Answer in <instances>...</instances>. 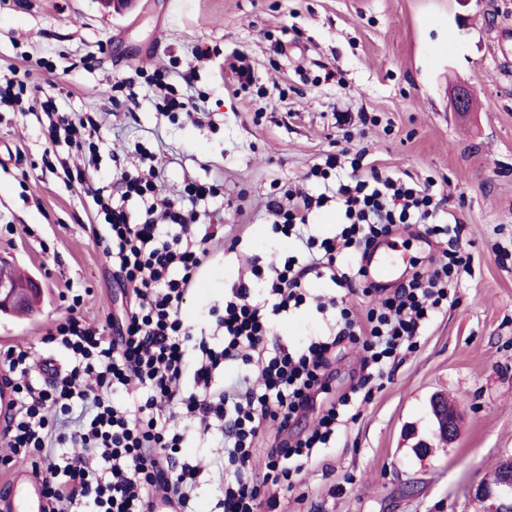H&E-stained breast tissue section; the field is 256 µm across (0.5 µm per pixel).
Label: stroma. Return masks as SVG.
<instances>
[{
    "instance_id": "1",
    "label": "stroma",
    "mask_w": 512,
    "mask_h": 512,
    "mask_svg": "<svg viewBox=\"0 0 512 512\" xmlns=\"http://www.w3.org/2000/svg\"><path fill=\"white\" fill-rule=\"evenodd\" d=\"M505 25L512 0H136L122 13L99 0H0V82L28 69L59 111L94 113L102 181L135 171L140 143L156 154L163 195L189 180L223 184L195 206L221 237L187 300L195 327L246 278L241 255L293 253L266 211L274 189L346 144L385 170L435 179L461 224L475 276L309 472L304 496L281 493L278 512H483L477 487L512 458V57L495 43ZM235 53L255 76L241 90L226 63ZM161 67L200 122L160 110L146 77ZM459 85L475 94L465 118L451 105ZM46 122L30 92L0 104V258L41 286L27 315L0 313V351L28 347L65 370L67 356L42 338L72 296L106 336L127 297L86 228L89 198L46 162ZM234 224L246 227L236 246ZM322 326L298 311L273 332L297 345ZM436 393L456 403L461 431L420 456Z\"/></svg>"
}]
</instances>
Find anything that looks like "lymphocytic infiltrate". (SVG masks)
I'll list each match as a JSON object with an SVG mask.
<instances>
[{"label": "lymphocytic infiltrate", "mask_w": 512, "mask_h": 512, "mask_svg": "<svg viewBox=\"0 0 512 512\" xmlns=\"http://www.w3.org/2000/svg\"><path fill=\"white\" fill-rule=\"evenodd\" d=\"M33 97L48 118L46 139L95 157L92 114L55 111L38 86ZM63 174L91 198L99 221L88 230L132 303L109 338L78 316L81 302L73 300L45 336L68 352L71 368L43 386L28 379L27 350L0 352L18 395L7 428L10 453L0 463L30 462L49 512H196L201 470L181 458V445L185 434L205 436L216 425L224 448L216 461L220 512L273 510L285 483L333 447L353 410L371 401L374 385L388 378L399 356L416 352L429 324L456 303L453 284L475 274L458 224L443 216L434 180L418 183L380 169L366 148L346 146L304 174L311 190L290 189L268 204L274 232L295 238L298 254L254 265L250 280L225 289L223 305L208 308L210 335L197 336L184 318L185 303L214 235L186 205L215 194L216 186L187 183L179 199L158 208L156 184L140 175L121 172L111 193L96 185L90 168ZM331 202L342 216L336 234H306L313 211ZM401 229L435 239L440 254L397 288L368 284L358 255ZM312 277L331 281L340 295L309 296ZM357 289L372 300L361 314L349 303ZM305 305L332 313L329 334L299 349L279 343L272 317ZM345 344L363 353L359 379L317 407L332 377L330 359ZM230 364L239 374L227 380ZM313 410L316 425L295 432ZM260 440L266 448L258 473L252 461Z\"/></svg>", "instance_id": "1"}]
</instances>
